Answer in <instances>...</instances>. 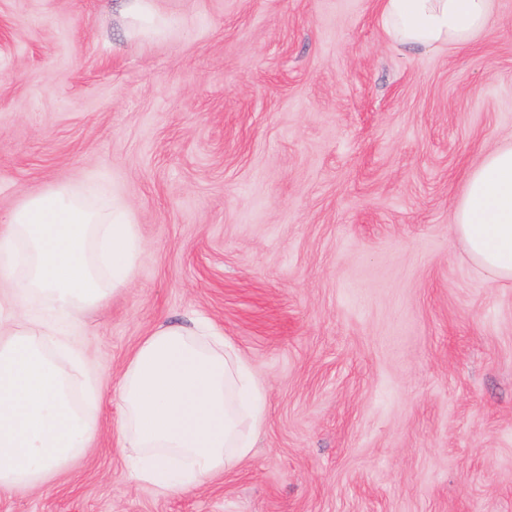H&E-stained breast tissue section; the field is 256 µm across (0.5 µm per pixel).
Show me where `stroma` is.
<instances>
[{
	"label": "stroma",
	"mask_w": 512,
	"mask_h": 512,
	"mask_svg": "<svg viewBox=\"0 0 512 512\" xmlns=\"http://www.w3.org/2000/svg\"><path fill=\"white\" fill-rule=\"evenodd\" d=\"M412 52L376 0H0V217L98 186L134 285L75 310L95 440L0 512H512V282L454 231L512 140V0ZM210 318L264 388L250 458L188 492L130 480L115 386L154 326ZM121 14L129 19L134 20L139 25L151 26L155 30L160 29L161 25L166 24L159 19L155 7L154 0H121Z\"/></svg>",
	"instance_id": "stroma-1"
}]
</instances>
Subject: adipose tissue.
Segmentation results:
<instances>
[{"label": "adipose tissue", "mask_w": 512, "mask_h": 512, "mask_svg": "<svg viewBox=\"0 0 512 512\" xmlns=\"http://www.w3.org/2000/svg\"><path fill=\"white\" fill-rule=\"evenodd\" d=\"M493 0H379L389 39L409 50L474 40ZM454 225L476 271L512 280V141L467 175ZM122 209L90 207L60 186L25 197L0 226V492L40 487L92 443L95 429L52 352L83 364L71 316L129 288L142 257ZM248 360L207 320L144 336L119 377L113 429L130 477L161 492L235 471L264 425Z\"/></svg>", "instance_id": "ef3b65f1"}]
</instances>
